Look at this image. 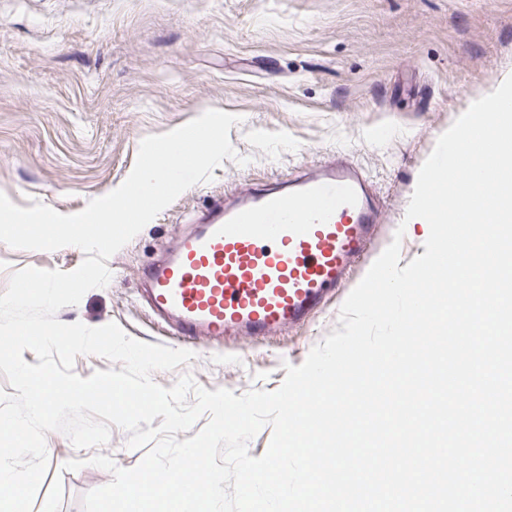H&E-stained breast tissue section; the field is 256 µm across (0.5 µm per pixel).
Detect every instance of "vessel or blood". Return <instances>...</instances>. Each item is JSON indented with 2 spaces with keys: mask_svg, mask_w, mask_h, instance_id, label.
I'll return each instance as SVG.
<instances>
[{
  "mask_svg": "<svg viewBox=\"0 0 512 512\" xmlns=\"http://www.w3.org/2000/svg\"><path fill=\"white\" fill-rule=\"evenodd\" d=\"M196 223L144 272L150 308L183 340H260L310 323L385 235L369 183L343 158L230 204L212 199Z\"/></svg>",
  "mask_w": 512,
  "mask_h": 512,
  "instance_id": "1",
  "label": "vessel or blood"
}]
</instances>
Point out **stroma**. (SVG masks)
<instances>
[{"mask_svg": "<svg viewBox=\"0 0 512 512\" xmlns=\"http://www.w3.org/2000/svg\"><path fill=\"white\" fill-rule=\"evenodd\" d=\"M512 74V0H0V192L17 206L63 214L119 187L141 141L209 109L240 116L210 181L183 192L107 261L111 279L57 319L114 322L135 339L178 342L147 305L142 275L190 220L225 191L318 169L346 156L368 177L385 227L405 226L401 261L425 252L404 224L418 174L439 136ZM83 250L0 242V293L14 271L75 270ZM339 305L263 341L189 346L194 357L151 375H183L213 391H274L338 326ZM112 427L99 449L46 435L48 468L32 512H83L82 497L112 481L94 454L121 468L143 450ZM72 459L83 460L76 471Z\"/></svg>", "mask_w": 512, "mask_h": 512, "instance_id": "obj_1", "label": "stroma"}]
</instances>
